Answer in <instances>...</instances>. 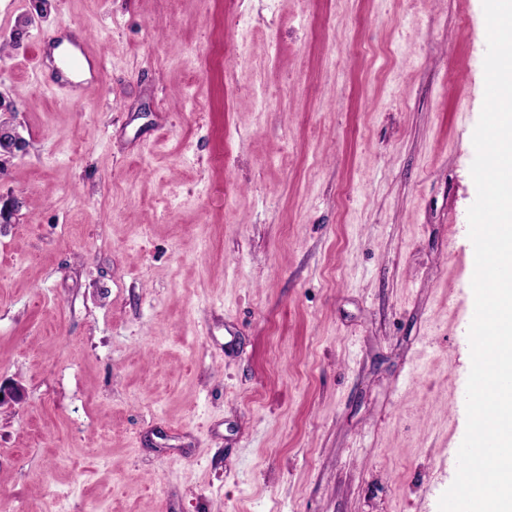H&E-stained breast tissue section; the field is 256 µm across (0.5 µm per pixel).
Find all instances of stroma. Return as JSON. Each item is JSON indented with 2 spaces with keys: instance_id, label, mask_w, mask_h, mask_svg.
Returning <instances> with one entry per match:
<instances>
[{
  "instance_id": "35a3bbf8",
  "label": "stroma",
  "mask_w": 512,
  "mask_h": 512,
  "mask_svg": "<svg viewBox=\"0 0 512 512\" xmlns=\"http://www.w3.org/2000/svg\"><path fill=\"white\" fill-rule=\"evenodd\" d=\"M0 0V512H438L466 431L482 0ZM90 36L101 88L50 89Z\"/></svg>"
}]
</instances>
